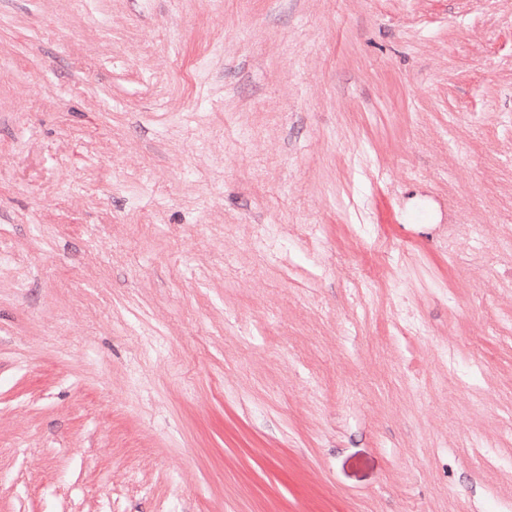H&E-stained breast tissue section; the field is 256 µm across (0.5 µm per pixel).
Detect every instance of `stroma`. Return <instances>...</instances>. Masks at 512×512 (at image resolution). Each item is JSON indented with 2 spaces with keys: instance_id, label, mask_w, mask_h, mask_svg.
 Segmentation results:
<instances>
[{
  "instance_id": "35a3bbf8",
  "label": "stroma",
  "mask_w": 512,
  "mask_h": 512,
  "mask_svg": "<svg viewBox=\"0 0 512 512\" xmlns=\"http://www.w3.org/2000/svg\"><path fill=\"white\" fill-rule=\"evenodd\" d=\"M1 257L0 512H512V0H0Z\"/></svg>"
}]
</instances>
